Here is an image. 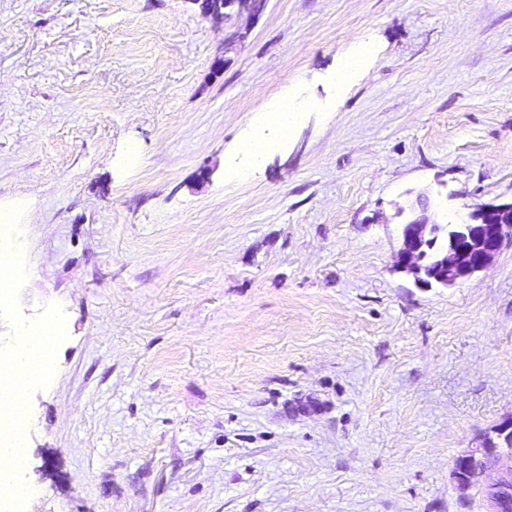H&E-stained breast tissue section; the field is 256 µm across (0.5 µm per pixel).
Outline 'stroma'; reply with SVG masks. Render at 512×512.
Returning <instances> with one entry per match:
<instances>
[{
	"label": "stroma",
	"mask_w": 512,
	"mask_h": 512,
	"mask_svg": "<svg viewBox=\"0 0 512 512\" xmlns=\"http://www.w3.org/2000/svg\"><path fill=\"white\" fill-rule=\"evenodd\" d=\"M286 95L287 142L230 178ZM421 198L512 201V0H0V350L62 327L35 512H486L451 470L512 414V246L416 286ZM197 3H203L200 7L201 14L217 21H224V18L231 14L250 15L259 14L265 6L267 0H193ZM369 47L367 42L362 41L345 56L342 68L336 73V82L339 85L344 84L352 73L362 68L370 54Z\"/></svg>",
	"instance_id": "obj_1"
}]
</instances>
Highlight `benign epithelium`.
I'll use <instances>...</instances> for the list:
<instances>
[{
    "label": "benign epithelium",
    "instance_id": "1",
    "mask_svg": "<svg viewBox=\"0 0 512 512\" xmlns=\"http://www.w3.org/2000/svg\"><path fill=\"white\" fill-rule=\"evenodd\" d=\"M201 14L221 21L231 14L256 15L266 0H195ZM421 214L400 228L401 246L395 268L416 286H455L485 269L506 242L512 243V202L472 206L465 218L453 224L435 222L427 215L429 202H420ZM500 465L499 475L485 480L488 464ZM452 478L457 488L481 490L487 512H502L503 493L512 490V414L477 438V445L459 454Z\"/></svg>",
    "mask_w": 512,
    "mask_h": 512
}]
</instances>
